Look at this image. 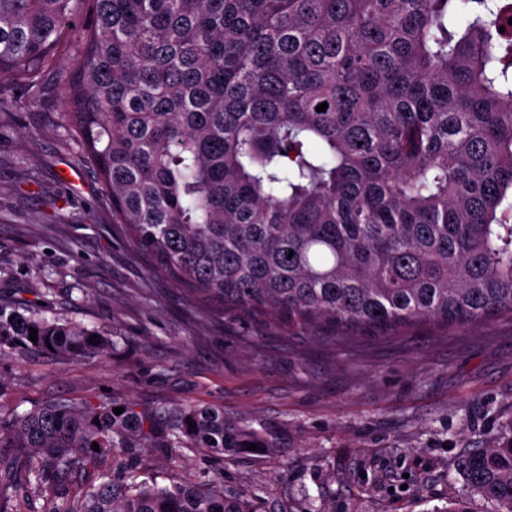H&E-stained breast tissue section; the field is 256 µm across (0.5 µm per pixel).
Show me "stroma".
Here are the masks:
<instances>
[{
	"mask_svg": "<svg viewBox=\"0 0 512 512\" xmlns=\"http://www.w3.org/2000/svg\"><path fill=\"white\" fill-rule=\"evenodd\" d=\"M0 129V303L104 332L81 360L0 348V415L52 399L213 407L272 433L282 456L115 449L158 485L222 476L255 512H444L464 454L512 429V317L318 342L192 309L112 232V206L65 127L58 87Z\"/></svg>",
	"mask_w": 512,
	"mask_h": 512,
	"instance_id": "stroma-1",
	"label": "stroma"
}]
</instances>
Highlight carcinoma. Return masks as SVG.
Returning a JSON list of instances; mask_svg holds the SVG:
<instances>
[{
    "label": "carcinoma",
    "instance_id": "1",
    "mask_svg": "<svg viewBox=\"0 0 512 512\" xmlns=\"http://www.w3.org/2000/svg\"><path fill=\"white\" fill-rule=\"evenodd\" d=\"M89 2L74 28L82 0H0V75L37 98L73 49L65 126L155 278L226 318L333 339L512 316V0ZM31 327L66 359L109 345L0 307V347L31 345ZM188 443L279 452L222 409L53 400L0 417V512L35 487L68 499L75 474L66 512H254L217 477L96 467ZM459 466L512 512V433Z\"/></svg>",
    "mask_w": 512,
    "mask_h": 512
}]
</instances>
